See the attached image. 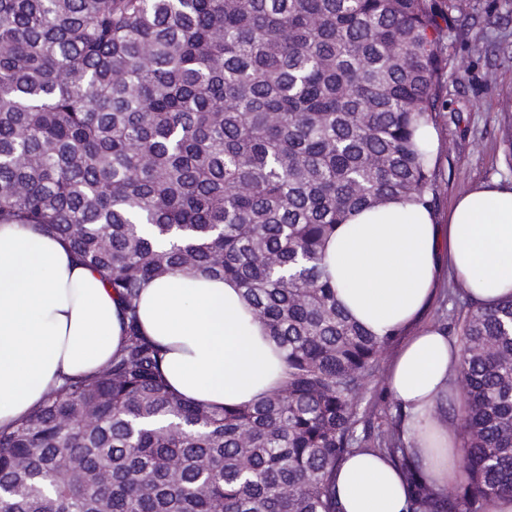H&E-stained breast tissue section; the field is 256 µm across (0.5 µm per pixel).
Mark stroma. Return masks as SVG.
Returning a JSON list of instances; mask_svg holds the SVG:
<instances>
[{
    "mask_svg": "<svg viewBox=\"0 0 512 512\" xmlns=\"http://www.w3.org/2000/svg\"><path fill=\"white\" fill-rule=\"evenodd\" d=\"M461 22L470 38L448 41L449 85L436 130V160L443 194L437 213L447 217L452 200L477 182H512L505 159L504 129L512 121V0H466Z\"/></svg>",
    "mask_w": 512,
    "mask_h": 512,
    "instance_id": "35a3bbf8",
    "label": "stroma"
}]
</instances>
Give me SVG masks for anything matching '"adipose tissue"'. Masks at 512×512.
Listing matches in <instances>:
<instances>
[{
	"label": "adipose tissue",
	"mask_w": 512,
	"mask_h": 512,
	"mask_svg": "<svg viewBox=\"0 0 512 512\" xmlns=\"http://www.w3.org/2000/svg\"><path fill=\"white\" fill-rule=\"evenodd\" d=\"M326 277L351 318L376 335L414 328L390 365L389 392L417 433L411 448L437 488L459 472L461 436L435 411L453 397L460 347L419 320L449 273L476 303L512 296V184L480 183L456 198L447 223L407 200L351 213L323 249ZM141 331L161 344L172 390L210 409L258 402L286 377L280 351L239 285L203 274L145 281ZM125 340L122 303L68 245L0 224V429L38 407L63 378L97 373ZM341 512H405L397 470L370 452L336 471Z\"/></svg>",
	"instance_id": "obj_1"
}]
</instances>
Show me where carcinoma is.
Here are the masks:
<instances>
[{"label":"carcinoma","mask_w":512,"mask_h":512,"mask_svg":"<svg viewBox=\"0 0 512 512\" xmlns=\"http://www.w3.org/2000/svg\"><path fill=\"white\" fill-rule=\"evenodd\" d=\"M458 0H0V224L56 235L125 304L99 374L0 429V512H340L334 471L390 460L408 512L512 495V299L460 314L462 481L439 490L370 383L399 332L336 301L321 247L390 199L435 211L415 141L448 90ZM232 278L283 355L256 404L169 390L141 283Z\"/></svg>","instance_id":"cac0c4a2"}]
</instances>
